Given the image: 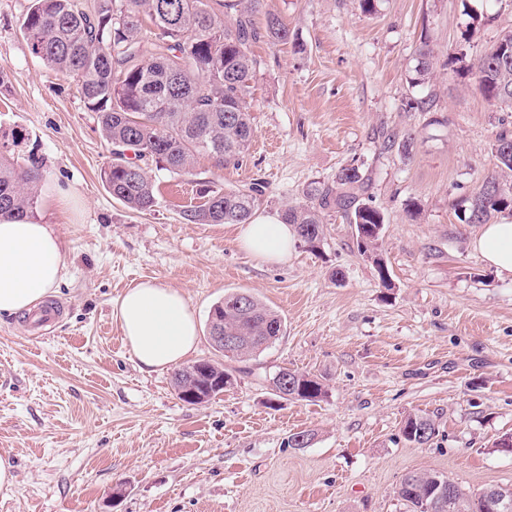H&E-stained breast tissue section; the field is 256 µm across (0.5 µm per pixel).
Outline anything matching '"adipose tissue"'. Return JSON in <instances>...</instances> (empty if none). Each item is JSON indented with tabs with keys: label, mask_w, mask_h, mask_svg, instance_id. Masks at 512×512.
Listing matches in <instances>:
<instances>
[{
	"label": "adipose tissue",
	"mask_w": 512,
	"mask_h": 512,
	"mask_svg": "<svg viewBox=\"0 0 512 512\" xmlns=\"http://www.w3.org/2000/svg\"><path fill=\"white\" fill-rule=\"evenodd\" d=\"M236 242L264 263L287 261L294 242L280 214L259 213L239 229ZM485 262L512 279V221L489 224L472 241ZM66 258L51 225L0 219V316L31 311L64 278ZM115 314L141 371L167 370L196 349L198 327L185 297L153 279L128 288Z\"/></svg>",
	"instance_id": "1"
}]
</instances>
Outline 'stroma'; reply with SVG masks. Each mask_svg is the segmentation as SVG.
I'll list each match as a JSON object with an SVG mask.
<instances>
[{"label":"stroma","mask_w":512,"mask_h":512,"mask_svg":"<svg viewBox=\"0 0 512 512\" xmlns=\"http://www.w3.org/2000/svg\"><path fill=\"white\" fill-rule=\"evenodd\" d=\"M29 0H0V128L22 129L43 166L35 222L53 225L67 257L48 300V330L29 314L0 318V455L18 489L0 512H399L393 491L434 470L477 492L512 485V280L471 242L481 225L457 202L499 175L494 144L512 112L477 88L472 59L512 31V0H262L247 101L254 138L238 165L198 157L190 174L152 171L158 203L135 213L100 174L112 159L72 77L31 51L19 25ZM290 38L265 37L269 15ZM483 22L470 40L471 16ZM438 52L414 84L416 48ZM425 110H418V102ZM412 137L410 157L386 135ZM359 167L361 199L385 215L380 244L391 287L358 250L344 212L325 217L318 250L294 243L267 264L236 243L234 224H195L200 182L266 188L263 212L303 202L311 182ZM70 191L74 209L52 204ZM179 290L198 324L228 291L282 316L285 334L241 363L203 405L176 395L172 370L141 372L115 305L132 284ZM288 367L322 379L316 402L274 400ZM436 423L426 445L403 421ZM310 430L308 447L289 435ZM402 433L406 441L421 446L434 438L436 426L429 417L410 415L403 422Z\"/></svg>","instance_id":"35a3bbf8"}]
</instances>
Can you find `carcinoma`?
I'll list each match as a JSON object with an SVG mask.
<instances>
[{
    "mask_svg": "<svg viewBox=\"0 0 512 512\" xmlns=\"http://www.w3.org/2000/svg\"><path fill=\"white\" fill-rule=\"evenodd\" d=\"M259 4L260 0H221L215 6L212 0H30L21 31L45 65L78 81L103 138L113 147L112 163L102 170L101 179L112 197L131 211L150 212L157 206L147 164L180 175L190 172L200 155L222 168L239 162L249 150L254 130L246 96L256 66L249 46L258 37L250 13ZM267 35L286 40L288 26L273 15ZM416 56L417 75L432 77L433 47L421 42ZM473 69L485 97L512 111V32L479 55ZM24 141L14 129L0 134V216L29 218L37 207L42 172L33 156L22 153ZM128 151L133 157H127ZM494 151L498 167L512 173V135H500ZM360 192H365V181L359 168L343 167L332 184L309 185L305 202L285 207L283 220L294 226L304 246L315 251L324 239L325 211L347 212L361 255L376 265L384 283L387 275L376 232L385 224L384 214L358 202ZM264 194L259 183L224 192L205 184L200 189L204 202L185 216L195 224H248ZM507 209L512 210V186L487 177L463 202L461 220L487 224ZM240 299L248 300V312L236 308ZM217 325L224 328V335L239 339L234 349L212 345L231 361L252 358L284 334L281 315L245 291L227 292L213 306L208 327ZM224 360L204 361L206 373H196L195 362L175 370L177 397L193 405L191 391L210 400L224 393L225 384L234 381ZM270 387L284 400L316 401L326 394L321 379L288 368L270 379ZM402 433L406 441L421 446L434 438L436 426L429 417L410 415ZM438 480L453 491L451 505L442 512H489L484 491H466L440 472L405 474L394 496L405 512H425Z\"/></svg>",
    "mask_w": 512,
    "mask_h": 512,
    "instance_id": "obj_1",
    "label": "carcinoma"
}]
</instances>
